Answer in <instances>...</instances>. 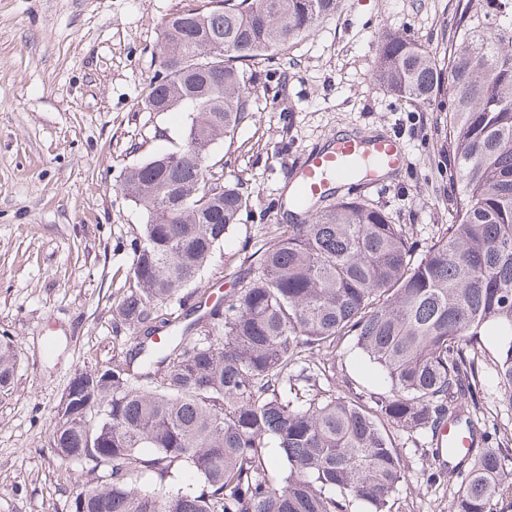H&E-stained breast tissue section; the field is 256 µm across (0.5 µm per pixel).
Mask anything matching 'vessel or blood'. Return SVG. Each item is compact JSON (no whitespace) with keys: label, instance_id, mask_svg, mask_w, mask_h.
<instances>
[{"label":"vessel or blood","instance_id":"b4317fda","mask_svg":"<svg viewBox=\"0 0 512 512\" xmlns=\"http://www.w3.org/2000/svg\"><path fill=\"white\" fill-rule=\"evenodd\" d=\"M406 164V149L392 136H339L326 148L305 153L289 176L295 195L319 197L331 182L371 189L368 171L394 173Z\"/></svg>","mask_w":512,"mask_h":512}]
</instances>
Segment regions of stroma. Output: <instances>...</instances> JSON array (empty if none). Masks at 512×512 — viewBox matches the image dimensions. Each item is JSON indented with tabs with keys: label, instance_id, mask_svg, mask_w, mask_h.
Wrapping results in <instances>:
<instances>
[{
	"label": "stroma",
	"instance_id": "stroma-1",
	"mask_svg": "<svg viewBox=\"0 0 512 512\" xmlns=\"http://www.w3.org/2000/svg\"><path fill=\"white\" fill-rule=\"evenodd\" d=\"M189 0H0V336L19 364L0 396V512H71L92 474L56 457V407L76 373L123 359L126 331L112 310L130 285L146 214L124 196L128 168L184 140L186 113L149 112L143 91L160 69L162 24ZM463 0H343L332 19L256 60L255 112L208 163L251 200L216 247L192 291L221 296L229 272L287 223L276 205L302 152L356 130L400 138L409 163L378 187L341 194L385 209L425 247L451 223L446 117L372 78L382 31L414 38L446 58ZM495 336L477 349L480 428L512 437L494 363ZM386 387L353 340L336 349L325 379ZM401 512H450L427 438L394 435Z\"/></svg>",
	"mask_w": 512,
	"mask_h": 512
}]
</instances>
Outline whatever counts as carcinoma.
Instances as JSON below:
<instances>
[{
  "label": "carcinoma",
  "instance_id": "cac0c4a2",
  "mask_svg": "<svg viewBox=\"0 0 512 512\" xmlns=\"http://www.w3.org/2000/svg\"><path fill=\"white\" fill-rule=\"evenodd\" d=\"M338 9L203 0L163 23L144 106L179 109L189 124L181 148L129 168L121 185L147 217L132 286L113 310L133 344L112 375L76 374L57 405L50 448L97 479L71 512H398L394 433L433 441L451 419L471 425L470 448L430 480L448 485L453 512H492L512 485L500 449L485 447L491 433L474 425L472 356L489 331L504 339L494 366L512 406V0L464 6L446 65L407 35L380 39V89L419 104L447 97L454 218L428 249L380 207L307 200L234 273L221 315L186 291L247 207L207 153L253 118L250 65ZM171 303L185 318L203 313L182 324ZM348 337L387 392L323 386L325 362ZM14 373L5 337L1 394ZM272 448L288 464L279 483ZM187 473L199 484L179 486ZM144 477L152 488L139 487Z\"/></svg>",
  "mask_w": 512,
  "mask_h": 512
}]
</instances>
